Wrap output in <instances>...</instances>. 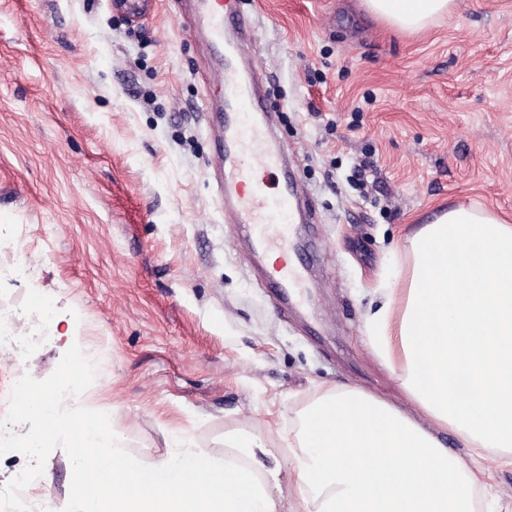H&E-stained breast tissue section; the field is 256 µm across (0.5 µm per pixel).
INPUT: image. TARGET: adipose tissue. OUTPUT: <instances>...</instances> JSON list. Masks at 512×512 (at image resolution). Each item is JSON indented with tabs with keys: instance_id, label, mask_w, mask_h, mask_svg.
Returning a JSON list of instances; mask_svg holds the SVG:
<instances>
[{
	"instance_id": "1",
	"label": "adipose tissue",
	"mask_w": 512,
	"mask_h": 512,
	"mask_svg": "<svg viewBox=\"0 0 512 512\" xmlns=\"http://www.w3.org/2000/svg\"><path fill=\"white\" fill-rule=\"evenodd\" d=\"M402 31L452 14L456 0H363ZM401 291L370 316L374 350L401 368L414 412L358 388L326 392L297 441L228 437L226 464L169 457L144 466L102 425L53 416L44 397L17 400L78 453L73 512H473V473L439 434L469 448L512 449V224L457 204L410 241ZM292 464V496L280 468ZM273 459L265 467V459Z\"/></svg>"
}]
</instances>
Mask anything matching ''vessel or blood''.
<instances>
[{"label": "vessel or blood", "instance_id": "vessel-or-blood-1", "mask_svg": "<svg viewBox=\"0 0 512 512\" xmlns=\"http://www.w3.org/2000/svg\"><path fill=\"white\" fill-rule=\"evenodd\" d=\"M195 7L209 21L211 49L221 65L217 77L223 82L228 103L221 118L218 155L224 178V215L229 223L249 229L252 248L258 255L288 252V227L299 221L294 206L297 190L288 181L271 197L254 179L258 170L285 163L281 147L268 137V122L260 115L256 85L261 74L256 71L250 79L242 78L236 59L246 55V44H237L231 53L226 50V31L239 26L236 13L221 8L218 0H195ZM267 278L283 289L306 285L305 268L296 261L273 267Z\"/></svg>", "mask_w": 512, "mask_h": 512}]
</instances>
